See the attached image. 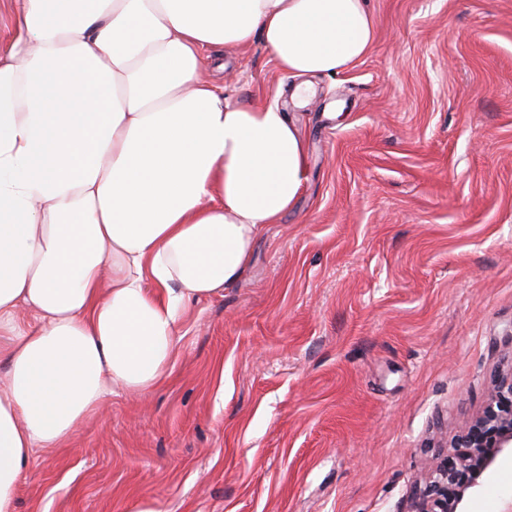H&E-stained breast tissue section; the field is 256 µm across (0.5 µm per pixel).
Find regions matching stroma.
<instances>
[{
	"instance_id": "obj_1",
	"label": "stroma",
	"mask_w": 512,
	"mask_h": 512,
	"mask_svg": "<svg viewBox=\"0 0 512 512\" xmlns=\"http://www.w3.org/2000/svg\"><path fill=\"white\" fill-rule=\"evenodd\" d=\"M375 45L302 80L211 50L231 102L307 145L293 210L191 303L166 381L38 451L17 512H411L512 365V0H369ZM512 460L466 512H504Z\"/></svg>"
}]
</instances>
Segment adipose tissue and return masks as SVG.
<instances>
[{
	"label": "adipose tissue",
	"mask_w": 512,
	"mask_h": 512,
	"mask_svg": "<svg viewBox=\"0 0 512 512\" xmlns=\"http://www.w3.org/2000/svg\"><path fill=\"white\" fill-rule=\"evenodd\" d=\"M0 52V512L37 450L162 384L191 302L292 210L304 141L204 80L261 40L293 77L371 51L367 0H11Z\"/></svg>",
	"instance_id": "1"
}]
</instances>
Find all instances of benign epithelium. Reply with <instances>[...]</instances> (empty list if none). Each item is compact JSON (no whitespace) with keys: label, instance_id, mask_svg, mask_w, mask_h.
<instances>
[{"label":"benign epithelium","instance_id":"benign-epithelium-1","mask_svg":"<svg viewBox=\"0 0 512 512\" xmlns=\"http://www.w3.org/2000/svg\"><path fill=\"white\" fill-rule=\"evenodd\" d=\"M505 454L512 455V371L498 379L481 416L430 473L412 512H461L465 496L481 487Z\"/></svg>","mask_w":512,"mask_h":512}]
</instances>
